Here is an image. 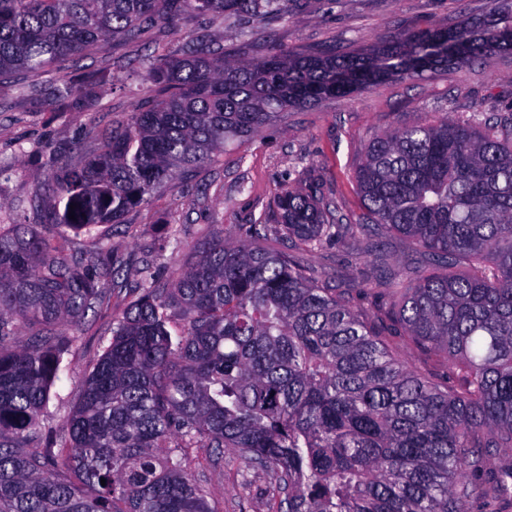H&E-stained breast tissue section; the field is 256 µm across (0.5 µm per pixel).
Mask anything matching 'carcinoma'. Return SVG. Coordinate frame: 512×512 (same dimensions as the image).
<instances>
[{
  "label": "carcinoma",
  "mask_w": 512,
  "mask_h": 512,
  "mask_svg": "<svg viewBox=\"0 0 512 512\" xmlns=\"http://www.w3.org/2000/svg\"><path fill=\"white\" fill-rule=\"evenodd\" d=\"M289 2L0 0V77L52 68L62 111L84 112L64 61L101 39L185 12L260 24ZM494 2L456 29L254 63L202 28L151 56L145 100L94 151L48 156L47 223L0 229V512H214L199 475L225 463L271 476V512H468L512 497V461L478 479L512 450V122L480 112L372 137L355 174L363 224L342 223L309 174L280 184L276 223L263 212L228 237L217 225L175 281L145 261L60 428L49 410L74 331L126 268L110 251L77 254L67 230L124 223L282 112L511 50L512 0ZM395 234L416 261L372 292L441 379L300 259L361 235L379 258ZM403 353L405 359L411 365L417 368L418 371L429 373L431 375H437L440 374L443 370L442 366L435 361L434 357L416 347L406 349Z\"/></svg>",
  "instance_id": "obj_1"
}]
</instances>
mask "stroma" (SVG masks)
I'll list each match as a JSON object with an SVG mask.
<instances>
[{
  "mask_svg": "<svg viewBox=\"0 0 512 512\" xmlns=\"http://www.w3.org/2000/svg\"><path fill=\"white\" fill-rule=\"evenodd\" d=\"M493 7V0H290L285 13L248 32H240L235 19L228 18L215 22L211 35L242 61L261 60L275 46L309 54L328 49L343 53L374 46L384 35L432 24L452 28L468 17L484 18ZM197 27V17L188 13L176 26L149 29L135 40L102 39L94 54L72 68L83 94L96 102L87 112L58 111L49 95L50 73L0 82V169L5 172L0 178V225L45 223L48 155L64 160L94 150L100 131L125 117L141 99L148 54ZM106 62L118 83L90 81L89 73ZM473 112L494 120L512 117V52L288 111L256 137L226 147L207 167L179 172L174 188L157 192L147 206L126 216L132 233L113 234L108 242L128 259L127 287L113 291L108 305L79 327L72 350L74 372L51 390L56 425L64 424L77 402L85 365L100 355L102 334L126 308L127 288L137 282L143 260L158 251L167 224L177 225L188 243L178 256L163 259L160 275L170 282L186 270L192 245L211 238L216 225L250 223L271 205L284 179L304 177L310 170L321 178L338 213L349 223H361L364 209L354 173L371 137L423 117L455 119ZM411 256L407 243L394 236L385 241L379 261L366 256L361 239L305 255L304 261L320 280L350 289L355 305L371 314L378 304L371 284L401 271ZM242 478L235 466L205 470L201 482L216 512H267L269 476L250 472L247 494L240 486Z\"/></svg>",
  "mask_w": 512,
  "mask_h": 512,
  "instance_id": "1",
  "label": "stroma"
}]
</instances>
